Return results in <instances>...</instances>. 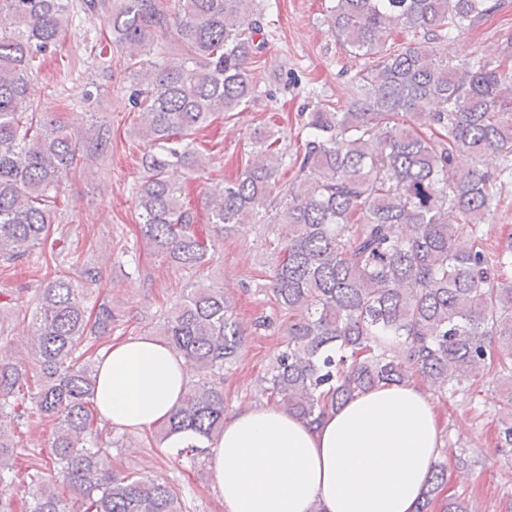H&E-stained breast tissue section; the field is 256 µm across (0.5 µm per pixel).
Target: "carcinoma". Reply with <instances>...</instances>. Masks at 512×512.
Segmentation results:
<instances>
[{"label": "carcinoma", "instance_id": "cac0c4a2", "mask_svg": "<svg viewBox=\"0 0 512 512\" xmlns=\"http://www.w3.org/2000/svg\"><path fill=\"white\" fill-rule=\"evenodd\" d=\"M253 0H82L124 54L138 115L132 133L148 144L136 185L141 241L195 276L212 255L167 173L203 170L193 136L255 92L248 63L266 38ZM328 31L368 60L350 76L340 112L316 102L300 113L305 139L297 179L283 188L279 138L250 134L238 177L206 199L218 235L247 220L280 224L282 256L273 302L288 327L263 377V392L308 424L381 384L419 378L441 395L489 373L512 381V245L491 257L480 226L499 206L495 183L512 175V40L495 58L461 67L431 44L487 15L489 0H333ZM72 0H0V262L28 259L55 234V203L68 176L112 149L108 128L74 134L27 102L33 70L72 20ZM174 28L179 56L158 38ZM408 32L415 43L402 47ZM501 166L489 171L483 157ZM460 154L475 165L455 167ZM280 207L269 214L273 196ZM39 289L29 360L0 343V512H18L12 428L36 414L54 424L50 457L27 474L25 512H183L162 476L112 469V436L95 422L98 341L112 333L106 302L91 312L87 286L99 268L73 261ZM157 335L181 353L197 380L160 426L159 442L185 433L176 455L195 460L224 431V369L243 329L224 287L199 279L167 310ZM62 479L67 495L60 494ZM447 468L433 463L417 512H467L441 497Z\"/></svg>", "mask_w": 512, "mask_h": 512}]
</instances>
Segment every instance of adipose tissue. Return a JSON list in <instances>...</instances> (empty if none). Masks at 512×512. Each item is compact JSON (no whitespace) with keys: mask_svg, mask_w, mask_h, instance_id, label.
I'll return each mask as SVG.
<instances>
[{"mask_svg":"<svg viewBox=\"0 0 512 512\" xmlns=\"http://www.w3.org/2000/svg\"><path fill=\"white\" fill-rule=\"evenodd\" d=\"M189 381L186 359L151 335L105 349L95 405L132 435L167 420ZM442 427L415 381L355 396L318 425L266 403L239 408L207 451L224 512H416Z\"/></svg>","mask_w":512,"mask_h":512,"instance_id":"1","label":"adipose tissue"}]
</instances>
